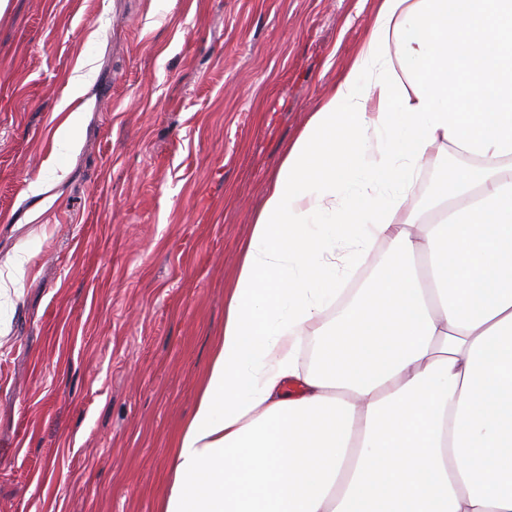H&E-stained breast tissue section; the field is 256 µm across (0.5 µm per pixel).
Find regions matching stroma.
I'll list each match as a JSON object with an SVG mask.
<instances>
[{"label":"stroma","mask_w":512,"mask_h":512,"mask_svg":"<svg viewBox=\"0 0 512 512\" xmlns=\"http://www.w3.org/2000/svg\"><path fill=\"white\" fill-rule=\"evenodd\" d=\"M374 9L8 0L0 264L27 262L0 308V512H156L267 179ZM75 74L68 79L67 94L57 104L55 109V116L64 112L70 103L80 95L84 94L88 87L87 74L82 73L80 69L75 70Z\"/></svg>","instance_id":"35a3bbf8"}]
</instances>
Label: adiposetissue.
Listing matches in <instances>:
<instances>
[{
	"mask_svg": "<svg viewBox=\"0 0 512 512\" xmlns=\"http://www.w3.org/2000/svg\"><path fill=\"white\" fill-rule=\"evenodd\" d=\"M172 448L157 512H512V0H378L268 181Z\"/></svg>",
	"mask_w": 512,
	"mask_h": 512,
	"instance_id": "ef3b65f1",
	"label": "adipose tissue"
}]
</instances>
